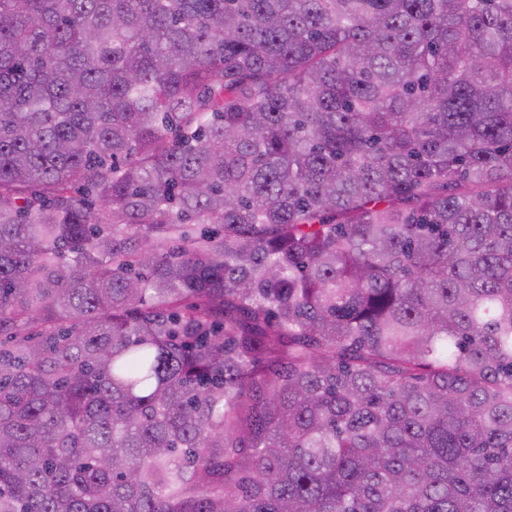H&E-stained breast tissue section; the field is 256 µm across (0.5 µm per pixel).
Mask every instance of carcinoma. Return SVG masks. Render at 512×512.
I'll use <instances>...</instances> for the list:
<instances>
[{
	"instance_id": "obj_1",
	"label": "carcinoma",
	"mask_w": 512,
	"mask_h": 512,
	"mask_svg": "<svg viewBox=\"0 0 512 512\" xmlns=\"http://www.w3.org/2000/svg\"><path fill=\"white\" fill-rule=\"evenodd\" d=\"M0 512H512V0H0Z\"/></svg>"
}]
</instances>
